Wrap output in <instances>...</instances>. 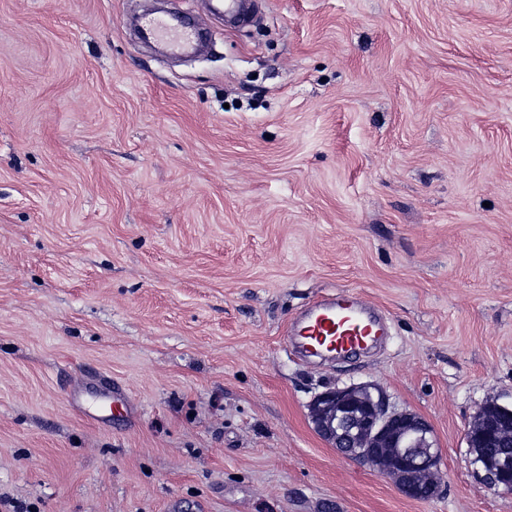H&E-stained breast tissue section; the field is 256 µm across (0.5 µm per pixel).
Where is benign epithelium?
<instances>
[{"label": "benign epithelium", "instance_id": "benign-epithelium-1", "mask_svg": "<svg viewBox=\"0 0 512 512\" xmlns=\"http://www.w3.org/2000/svg\"><path fill=\"white\" fill-rule=\"evenodd\" d=\"M316 431L343 457L380 470L394 479L401 492L429 500L440 491L442 449L432 426L421 417L398 411L386 393L369 384L329 388L309 403ZM512 441V427L496 428L476 415L466 440ZM484 480L491 487L512 490V457H502L495 474Z\"/></svg>", "mask_w": 512, "mask_h": 512}]
</instances>
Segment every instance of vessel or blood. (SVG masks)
<instances>
[{
  "mask_svg": "<svg viewBox=\"0 0 512 512\" xmlns=\"http://www.w3.org/2000/svg\"><path fill=\"white\" fill-rule=\"evenodd\" d=\"M142 29L174 53L192 49L197 40L196 32L177 17L146 15ZM385 332L386 326L374 310L350 291L320 298L301 314L292 329L295 348L320 358L367 350Z\"/></svg>",
  "mask_w": 512,
  "mask_h": 512,
  "instance_id": "vessel-or-blood-1",
  "label": "vessel or blood"
}]
</instances>
